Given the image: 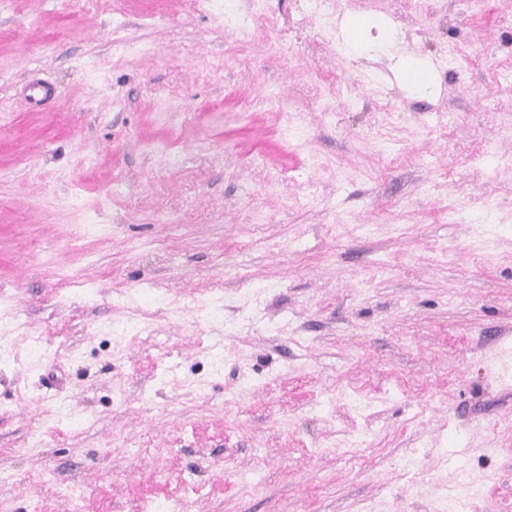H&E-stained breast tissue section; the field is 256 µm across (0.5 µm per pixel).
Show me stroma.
<instances>
[{"label": "stroma", "mask_w": 512, "mask_h": 512, "mask_svg": "<svg viewBox=\"0 0 512 512\" xmlns=\"http://www.w3.org/2000/svg\"><path fill=\"white\" fill-rule=\"evenodd\" d=\"M260 6L0 0V512H512V0ZM391 37L390 23L379 17L362 16L349 19L344 26L342 49L348 54L382 50ZM397 69L412 94L432 95L437 85L433 77V69L423 60L402 59Z\"/></svg>", "instance_id": "obj_1"}]
</instances>
